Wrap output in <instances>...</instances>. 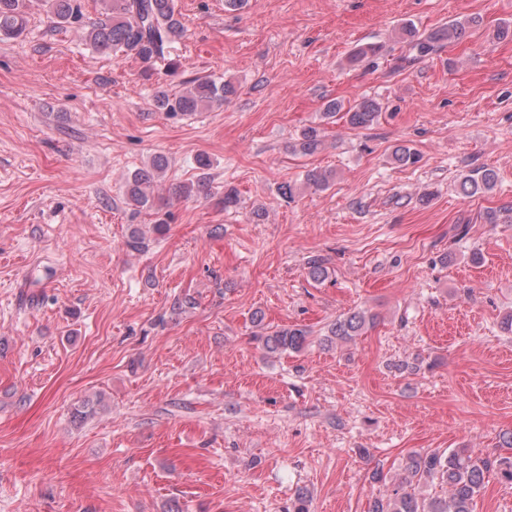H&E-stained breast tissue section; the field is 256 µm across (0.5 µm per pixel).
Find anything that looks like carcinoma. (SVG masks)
<instances>
[{"label":"carcinoma","instance_id":"obj_1","mask_svg":"<svg viewBox=\"0 0 512 512\" xmlns=\"http://www.w3.org/2000/svg\"><path fill=\"white\" fill-rule=\"evenodd\" d=\"M101 3L104 18L85 32L86 39L100 54L123 53L146 62L164 61L168 49L183 33L176 0H101ZM44 6L60 24L79 23L83 17L80 0H44ZM481 23L478 17L457 19L426 36L419 35L413 24L406 23L400 32L419 56L426 57L445 42L464 40L469 31ZM25 29L23 0H0V35L17 38ZM233 94L230 83L206 77L193 81L190 88L178 95L160 89L154 101L162 112L185 115L221 105ZM339 112L351 127L366 128L378 120L381 106L371 99H363L346 109L342 103L331 100L325 104L323 115L333 118ZM322 145L318 127L308 126L302 130L293 149L303 155H313ZM166 167V158L156 156L149 166L131 174L126 183V195L133 206L148 209L155 205L152 187ZM496 182L493 170L478 167L461 174L460 190L465 197H474L492 191ZM173 194L183 198L208 197L211 186L200 179L195 184L174 187ZM374 320L375 316L362 310L348 312L328 326L319 344L326 347L348 344L362 335ZM259 340L270 355L287 350L298 353L309 346L310 332L304 328H280L267 332ZM490 473L512 484V457H491L471 448H455L447 453L411 452L405 458L401 479L387 494L374 498L368 512H474L475 499ZM428 485H440L445 493L425 496L421 489Z\"/></svg>","mask_w":512,"mask_h":512}]
</instances>
